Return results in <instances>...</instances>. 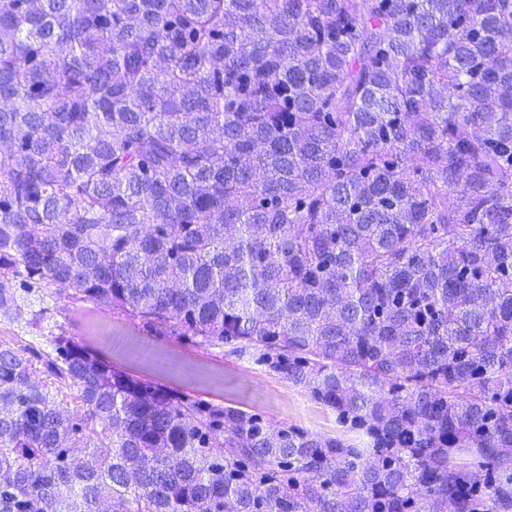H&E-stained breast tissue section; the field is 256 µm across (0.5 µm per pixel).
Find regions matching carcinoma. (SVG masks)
<instances>
[{
    "mask_svg": "<svg viewBox=\"0 0 512 512\" xmlns=\"http://www.w3.org/2000/svg\"><path fill=\"white\" fill-rule=\"evenodd\" d=\"M50 287L363 446L0 342V512H512V0H0V312Z\"/></svg>",
    "mask_w": 512,
    "mask_h": 512,
    "instance_id": "carcinoma-1",
    "label": "carcinoma"
}]
</instances>
